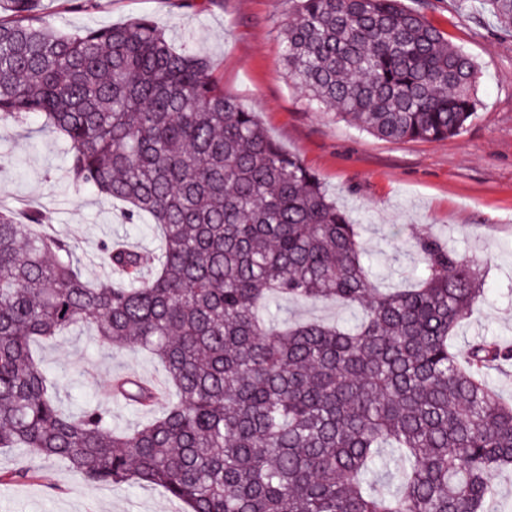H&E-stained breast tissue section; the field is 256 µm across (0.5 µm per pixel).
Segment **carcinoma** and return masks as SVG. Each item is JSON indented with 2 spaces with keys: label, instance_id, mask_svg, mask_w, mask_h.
<instances>
[{
  "label": "carcinoma",
  "instance_id": "1",
  "mask_svg": "<svg viewBox=\"0 0 512 512\" xmlns=\"http://www.w3.org/2000/svg\"><path fill=\"white\" fill-rule=\"evenodd\" d=\"M290 82L388 140L461 134L477 68L404 0H286ZM512 33V0H480ZM36 119L71 147L69 180L162 233L149 258L102 251L96 286L70 241L0 207V448L23 451L0 483L58 460L88 485L160 487L184 512H504L512 402L485 378L512 361L493 337L452 338L482 295L479 264L428 231L420 271L379 287L358 225L320 178L224 95L206 57L148 18L68 33L41 0H0V119ZM332 301L352 324L279 327L269 303ZM78 326L112 353L165 365L175 398L125 376L130 431L101 405L63 406L31 344Z\"/></svg>",
  "mask_w": 512,
  "mask_h": 512
}]
</instances>
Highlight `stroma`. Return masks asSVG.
Returning a JSON list of instances; mask_svg holds the SVG:
<instances>
[{"label":"stroma","mask_w":512,"mask_h":512,"mask_svg":"<svg viewBox=\"0 0 512 512\" xmlns=\"http://www.w3.org/2000/svg\"><path fill=\"white\" fill-rule=\"evenodd\" d=\"M465 49L479 67L478 113L461 135L441 141H392L360 131L338 114L308 105L285 76L278 24L282 0H209L205 10L183 0H43L49 21L80 32L146 17L194 53L212 60L225 95L253 106L271 136L321 178L328 194L358 222L361 238L381 277L398 283L417 262L411 231L443 236L461 257H480L486 295L476 302L453 338L465 351L475 338L512 342V35L500 32L482 5L459 0H406ZM69 147L36 122L0 123V202L41 209L50 232L68 239L83 273L102 286L113 281L101 259L103 241L121 239L157 252L148 224H126L120 207L67 178ZM34 353L59 387L64 406L98 403L112 425L130 429L151 412L111 400L108 385L119 375L153 382L162 365L133 348L106 355L93 331L75 329ZM158 487L89 486L62 464H44L38 478L0 484V512H181Z\"/></svg>","instance_id":"obj_1"}]
</instances>
